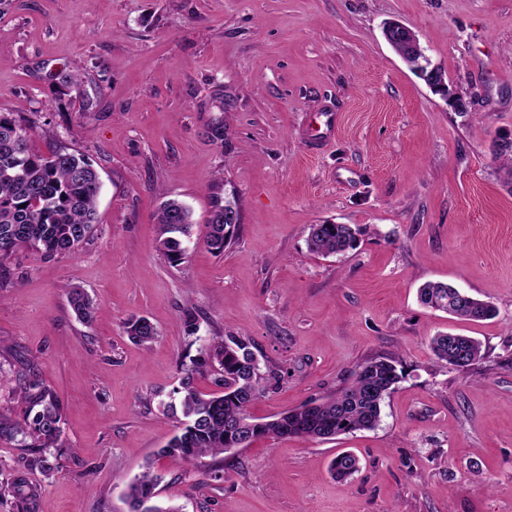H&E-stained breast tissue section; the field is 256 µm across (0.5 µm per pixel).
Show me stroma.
<instances>
[{
	"instance_id": "stroma-1",
	"label": "stroma",
	"mask_w": 512,
	"mask_h": 512,
	"mask_svg": "<svg viewBox=\"0 0 512 512\" xmlns=\"http://www.w3.org/2000/svg\"><path fill=\"white\" fill-rule=\"evenodd\" d=\"M390 19L464 109L385 41ZM61 72L79 90L64 92ZM0 112L33 121L39 152L84 154L102 183L75 254L0 262V419L22 417L31 368L63 407L59 469L0 439V482L35 492L0 498V512H128L127 485L148 467L155 502L181 512H512V184L492 149L512 132V0H11ZM322 112L336 131L318 146ZM218 195L241 214L220 255L203 242ZM169 198L195 222L177 266L156 249ZM324 222L358 227L356 247L310 252L308 228ZM429 281L495 317L423 307ZM133 316L155 341L128 338ZM441 332L477 339L482 359L437 365ZM213 336L249 339L282 372L250 408L265 421L333 395L370 358L404 377L376 429L260 439L225 455L217 480L215 459L159 454L183 420L169 406L179 366ZM343 451L360 469L339 480L328 466ZM125 333L138 343H151L158 335L156 327L146 318H131L125 323Z\"/></svg>"
}]
</instances>
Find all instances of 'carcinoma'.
I'll return each mask as SVG.
<instances>
[{
  "label": "carcinoma",
  "instance_id": "obj_1",
  "mask_svg": "<svg viewBox=\"0 0 512 512\" xmlns=\"http://www.w3.org/2000/svg\"><path fill=\"white\" fill-rule=\"evenodd\" d=\"M33 126L0 112V261L26 247L43 258L73 254L94 232L96 202L102 183L98 172L81 154L37 152L32 141ZM230 209L217 196L207 221L206 245L222 255L232 242L236 225L224 223ZM160 233L159 252L171 264H181L192 238V213L176 199L161 204L156 215ZM358 228L350 224H312L308 231L309 249L321 255H341L355 246ZM419 302L457 319L479 321L495 315L494 308L448 284L426 282L418 288ZM70 304L77 317L89 323L94 306L80 288L70 292ZM125 333L138 343L148 344L158 335L146 318H131ZM429 348L436 362L458 370L469 369L481 358V344L461 334L432 337ZM402 372L396 361L374 358L359 364L352 381L335 394L280 416L259 422L249 408L266 390L281 381L277 370L264 369L247 339L213 336L190 363H181L178 386L186 421L180 433L162 448V453L183 461L218 457L261 438L277 439L300 435L330 439L338 435L373 430L378 427L381 407L394 392ZM216 387L210 393L197 388L199 379ZM19 395L27 404L21 419L0 421V438L16 439L32 455V466L49 472L58 467L63 409L57 395L30 375ZM359 470V461L342 452L330 463L331 474L344 479ZM158 477L145 471L132 479L125 493L130 512H180L176 507L151 503Z\"/></svg>",
  "mask_w": 512,
  "mask_h": 512
}]
</instances>
